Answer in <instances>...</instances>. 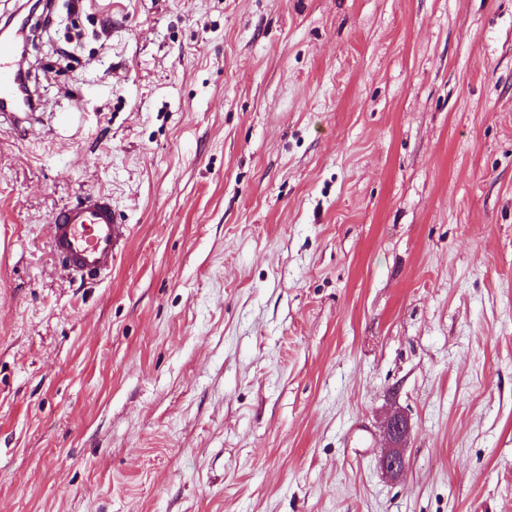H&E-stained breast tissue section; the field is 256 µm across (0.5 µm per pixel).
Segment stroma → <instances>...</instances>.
Returning a JSON list of instances; mask_svg holds the SVG:
<instances>
[{
    "instance_id": "35a3bbf8",
    "label": "stroma",
    "mask_w": 512,
    "mask_h": 512,
    "mask_svg": "<svg viewBox=\"0 0 512 512\" xmlns=\"http://www.w3.org/2000/svg\"><path fill=\"white\" fill-rule=\"evenodd\" d=\"M30 37L0 512H512V0H51ZM93 190L130 235L83 284L50 221ZM411 429L409 419L401 412L392 413L384 423V433L389 446L380 457L379 467L382 473L390 479L399 478L405 471L404 447Z\"/></svg>"
}]
</instances>
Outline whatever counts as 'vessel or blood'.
<instances>
[{
    "label": "vessel or blood",
    "instance_id": "obj_1",
    "mask_svg": "<svg viewBox=\"0 0 512 512\" xmlns=\"http://www.w3.org/2000/svg\"><path fill=\"white\" fill-rule=\"evenodd\" d=\"M25 34L16 24L9 36L0 38V115L14 121H31L36 112L18 81L17 47ZM126 241V227L112 207L109 194L93 192L58 208L51 225L52 257L73 277L97 281L109 274Z\"/></svg>",
    "mask_w": 512,
    "mask_h": 512
}]
</instances>
